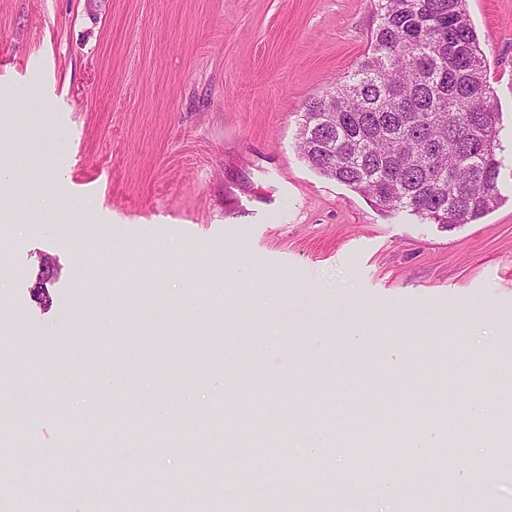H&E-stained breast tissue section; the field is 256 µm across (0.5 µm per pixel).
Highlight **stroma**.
<instances>
[{
  "label": "stroma",
  "mask_w": 512,
  "mask_h": 512,
  "mask_svg": "<svg viewBox=\"0 0 512 512\" xmlns=\"http://www.w3.org/2000/svg\"><path fill=\"white\" fill-rule=\"evenodd\" d=\"M466 5L503 201L446 227L375 209L298 152L306 102L368 50L374 0H0V391L28 446L0 451L14 488L35 474L53 512H152L162 488L213 486L230 463L218 512L254 484L256 512H278L286 482L301 512H336L291 448L324 426L331 477H356L385 439L367 416L401 434L407 408L444 400L462 455L437 470L448 436L419 428L423 452L388 477L398 512L432 471L512 503L493 428L512 374V0ZM64 415L114 438L108 463L88 468L96 448L70 447ZM255 425L278 453L227 459Z\"/></svg>",
  "instance_id": "stroma-1"
}]
</instances>
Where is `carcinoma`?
I'll return each instance as SVG.
<instances>
[{
    "label": "carcinoma",
    "instance_id": "carcinoma-1",
    "mask_svg": "<svg viewBox=\"0 0 512 512\" xmlns=\"http://www.w3.org/2000/svg\"><path fill=\"white\" fill-rule=\"evenodd\" d=\"M376 28L354 73L310 100L298 148L319 174L368 199L382 212L405 211L431 224H471L498 206L500 112L466 0H377ZM420 428L444 411L409 412ZM502 450L512 454V412L499 416ZM408 438L381 450L385 460ZM189 512H214L211 496L187 497ZM0 507H16L0 476Z\"/></svg>",
    "mask_w": 512,
    "mask_h": 512
}]
</instances>
